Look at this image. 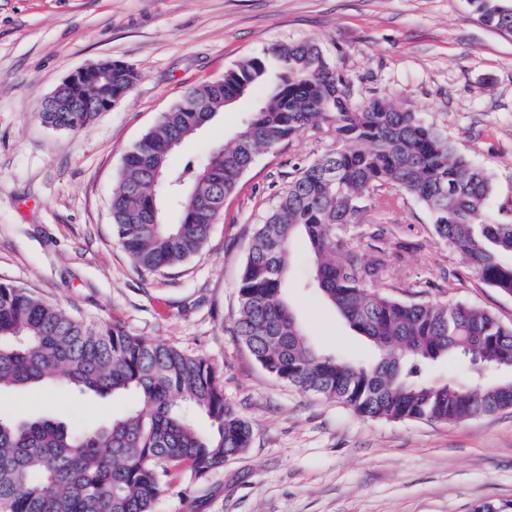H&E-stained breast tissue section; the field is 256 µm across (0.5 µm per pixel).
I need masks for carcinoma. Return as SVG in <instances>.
I'll list each match as a JSON object with an SVG mask.
<instances>
[{
    "mask_svg": "<svg viewBox=\"0 0 512 512\" xmlns=\"http://www.w3.org/2000/svg\"><path fill=\"white\" fill-rule=\"evenodd\" d=\"M475 19L512 32V0H469ZM134 70L112 61V86L87 81L62 88L72 108L42 104L41 120L79 131L107 96L123 100ZM265 96L245 113L242 140L214 148L177 170L168 157L224 111V100ZM322 127L336 147L299 166L256 225L237 286L235 336L273 379L337 401L365 418L460 422L512 409V324L483 308L402 298L401 284L381 283L387 258L403 240L371 233L366 259L349 226L390 194L428 213L435 238L460 250L496 291L512 296V222L488 209L490 172L458 152L420 113L384 98L357 100L348 77L313 41L276 45L195 88L125 154L112 195L117 239L149 271L174 269L207 243L257 155ZM180 199L165 222L161 201ZM310 252L309 277L323 300L370 344L366 360L315 348L288 300L293 245ZM458 359L469 385L429 378ZM45 383L106 397L132 391L136 404L90 428L70 429L45 416L0 415V512H153L171 472L202 478L242 454L252 429L224 399L215 368L160 341L117 325L93 327L26 288L0 283V394ZM202 412L209 429L193 415Z\"/></svg>",
    "mask_w": 512,
    "mask_h": 512,
    "instance_id": "1",
    "label": "carcinoma"
}]
</instances>
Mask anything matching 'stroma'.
I'll return each mask as SVG.
<instances>
[{
    "label": "stroma",
    "mask_w": 512,
    "mask_h": 512,
    "mask_svg": "<svg viewBox=\"0 0 512 512\" xmlns=\"http://www.w3.org/2000/svg\"><path fill=\"white\" fill-rule=\"evenodd\" d=\"M303 40L365 96L441 127L490 171L489 206L512 220V34L476 21L467 0H0V282L215 366L252 443L203 478L173 475L155 512H476L487 503L512 512V411L451 424L365 418L274 380L233 332L255 226L329 137L309 129L259 154L204 249L177 268L142 270L115 239L110 202L123 158L161 113L269 45ZM101 59L134 69L129 96L78 132L42 123L43 101ZM242 117L241 105L226 108L172 154V167L230 140ZM370 220L409 244L390 280L420 284L421 300L476 305L512 323V297L433 239L418 203L390 200ZM308 262L297 243L288 297L310 341L369 356L304 287ZM134 403L130 392L102 398L50 385L5 395L0 412L76 428Z\"/></svg>",
    "instance_id": "obj_1"
}]
</instances>
